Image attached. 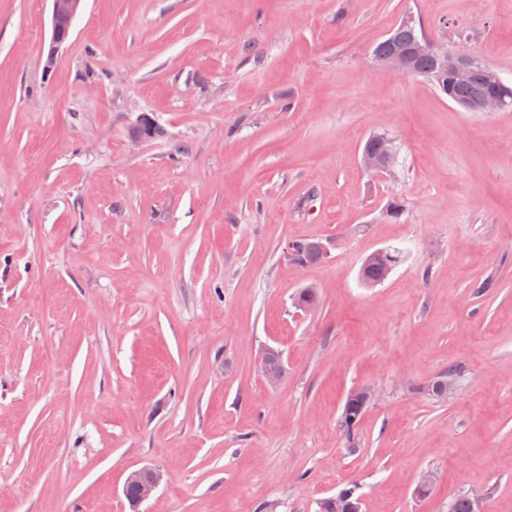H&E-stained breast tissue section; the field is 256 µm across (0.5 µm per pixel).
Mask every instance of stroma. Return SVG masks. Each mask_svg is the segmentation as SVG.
I'll use <instances>...</instances> for the list:
<instances>
[{
  "label": "stroma",
  "mask_w": 512,
  "mask_h": 512,
  "mask_svg": "<svg viewBox=\"0 0 512 512\" xmlns=\"http://www.w3.org/2000/svg\"><path fill=\"white\" fill-rule=\"evenodd\" d=\"M51 18L0 0V512H134L144 467L135 512H321L346 487L362 512H512V108L372 58L409 18L512 81V0H82L50 63ZM313 238L325 261L285 258ZM454 364V396L422 394ZM378 144L382 153L381 158L375 154H366L361 158V167L363 170L373 176L383 177L385 174H391L393 169L390 166L397 165L396 153H394L388 165V157L393 151L394 142L388 136L380 135L378 137ZM386 258L390 265V272L394 269L401 261L402 253L398 249L387 248ZM388 268L383 264L375 263L369 266H361L359 269V278L362 284H379L382 283L390 273ZM366 394L367 391L363 389L351 394L346 400L340 415V430L352 450L358 447L357 425L367 405ZM162 480L160 470L153 468H142L134 471L126 479L124 488L133 486L138 493L139 501H148L158 488ZM137 493L133 489H128L125 493L127 500L133 505L137 506L140 502L137 500Z\"/></svg>",
  "instance_id": "1"
}]
</instances>
